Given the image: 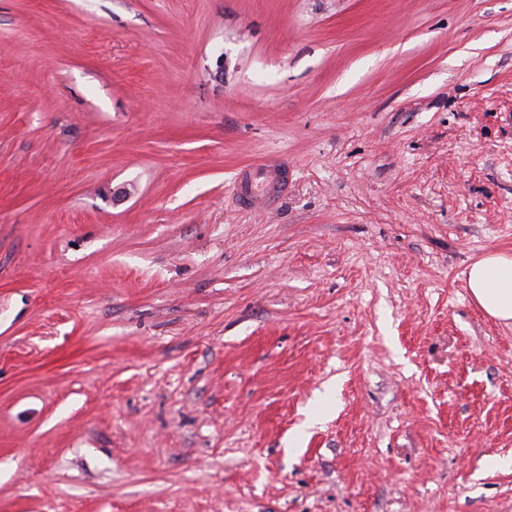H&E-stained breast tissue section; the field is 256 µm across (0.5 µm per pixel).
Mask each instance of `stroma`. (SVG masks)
Instances as JSON below:
<instances>
[{
    "label": "stroma",
    "instance_id": "stroma-1",
    "mask_svg": "<svg viewBox=\"0 0 512 512\" xmlns=\"http://www.w3.org/2000/svg\"><path fill=\"white\" fill-rule=\"evenodd\" d=\"M490 251L512 0H0V512H512ZM288 188V165L277 154L240 170L236 190L240 204L255 212H264ZM475 302L492 318L512 321V257L490 253L474 262L466 274Z\"/></svg>",
    "mask_w": 512,
    "mask_h": 512
}]
</instances>
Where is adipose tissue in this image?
<instances>
[{
  "mask_svg": "<svg viewBox=\"0 0 512 512\" xmlns=\"http://www.w3.org/2000/svg\"><path fill=\"white\" fill-rule=\"evenodd\" d=\"M475 302L492 318L512 321V257L491 253L474 262L466 274Z\"/></svg>",
  "mask_w": 512,
  "mask_h": 512,
  "instance_id": "adipose-tissue-1",
  "label": "adipose tissue"
}]
</instances>
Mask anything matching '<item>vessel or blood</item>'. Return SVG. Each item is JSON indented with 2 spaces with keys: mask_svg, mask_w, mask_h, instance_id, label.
Instances as JSON below:
<instances>
[{
  "mask_svg": "<svg viewBox=\"0 0 512 512\" xmlns=\"http://www.w3.org/2000/svg\"><path fill=\"white\" fill-rule=\"evenodd\" d=\"M288 188V166L279 155L240 170L236 190L240 204L255 212L266 211Z\"/></svg>",
  "mask_w": 512,
  "mask_h": 512,
  "instance_id": "1",
  "label": "vessel or blood"
}]
</instances>
